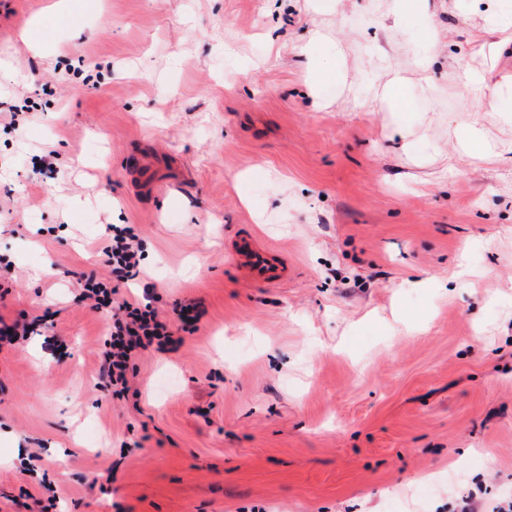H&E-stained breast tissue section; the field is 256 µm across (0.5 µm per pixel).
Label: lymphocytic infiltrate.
<instances>
[{"label": "lymphocytic infiltrate", "instance_id": "f902f5d3", "mask_svg": "<svg viewBox=\"0 0 512 512\" xmlns=\"http://www.w3.org/2000/svg\"><path fill=\"white\" fill-rule=\"evenodd\" d=\"M102 254L111 269V279L81 272L76 285L81 301L112 315L109 348L103 355L99 375L113 393L120 394L128 388L133 358L148 350H178L183 333L197 330L203 311L197 304L180 303L173 309V319L167 320L151 303L118 300L119 285L140 273L141 243L133 226L113 228L105 237Z\"/></svg>", "mask_w": 512, "mask_h": 512}]
</instances>
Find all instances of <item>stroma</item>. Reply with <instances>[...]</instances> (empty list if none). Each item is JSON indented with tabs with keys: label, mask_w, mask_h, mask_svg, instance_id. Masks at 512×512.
<instances>
[{
	"label": "stroma",
	"mask_w": 512,
	"mask_h": 512,
	"mask_svg": "<svg viewBox=\"0 0 512 512\" xmlns=\"http://www.w3.org/2000/svg\"><path fill=\"white\" fill-rule=\"evenodd\" d=\"M0 0V512H438L512 495V0ZM314 42L313 80L299 50ZM92 82L57 72L78 60ZM406 72L402 109L375 100ZM30 97L38 120L7 131ZM53 151L51 165L34 155ZM153 171L150 181L138 164ZM144 241L128 299L205 308L130 390L98 377L106 225ZM282 252L253 283L236 236ZM466 83L474 97L489 103L492 112H501L505 119L510 118L512 121V102L502 96L498 86L491 82L490 77L466 75ZM461 151L465 155L480 154L486 158L500 157L502 154L512 153V143H502L491 147L486 145L476 128L469 130L459 142ZM232 256L252 282L274 285L288 278L284 256L274 249L260 247L249 231L245 230L235 238Z\"/></svg>",
	"instance_id": "35a3bbf8"
}]
</instances>
